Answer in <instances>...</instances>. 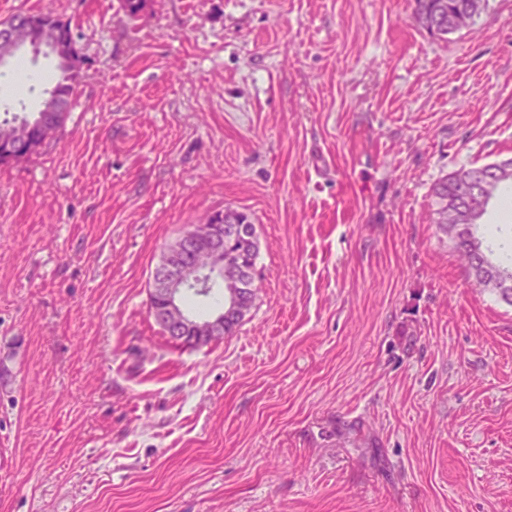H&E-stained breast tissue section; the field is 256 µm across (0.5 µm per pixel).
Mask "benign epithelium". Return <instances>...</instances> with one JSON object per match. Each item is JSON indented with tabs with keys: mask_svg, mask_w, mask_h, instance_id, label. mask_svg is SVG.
<instances>
[{
	"mask_svg": "<svg viewBox=\"0 0 512 512\" xmlns=\"http://www.w3.org/2000/svg\"><path fill=\"white\" fill-rule=\"evenodd\" d=\"M30 49L35 54H50L65 66L82 64L77 44L60 40L54 17L47 14H28L22 19L0 22V67L17 53ZM63 111L55 97L46 99L40 112L38 141L28 139L21 130L0 132V163H9L34 153L49 142L59 130L55 113ZM512 177V164H502L486 176L471 174L458 182L455 201L458 221L448 230V237L468 239L471 249L479 248L474 238L467 237L470 199L490 191L498 183ZM240 218L216 211L204 222L195 225L176 239L166 250L151 273L150 311L162 332L170 340L185 346L197 347L224 339L233 331L228 320L245 314L248 291L245 282L254 281L253 272L241 266L235 253L224 249V232L236 233ZM218 287L224 303L212 315L199 318L183 305V297L200 288Z\"/></svg>",
	"mask_w": 512,
	"mask_h": 512,
	"instance_id": "7a95c632",
	"label": "benign epithelium"
}]
</instances>
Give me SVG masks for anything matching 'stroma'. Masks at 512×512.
I'll use <instances>...</instances> for the list:
<instances>
[{
  "mask_svg": "<svg viewBox=\"0 0 512 512\" xmlns=\"http://www.w3.org/2000/svg\"><path fill=\"white\" fill-rule=\"evenodd\" d=\"M71 22L56 138L0 164V512H512V305L435 222L512 159V0H0ZM52 57L0 68L40 107ZM257 298L186 348L149 309L214 211ZM415 17L433 35L445 36L456 29L452 26L458 15L472 7V0H414Z\"/></svg>",
  "mask_w": 512,
  "mask_h": 512,
  "instance_id": "stroma-1",
  "label": "stroma"
}]
</instances>
